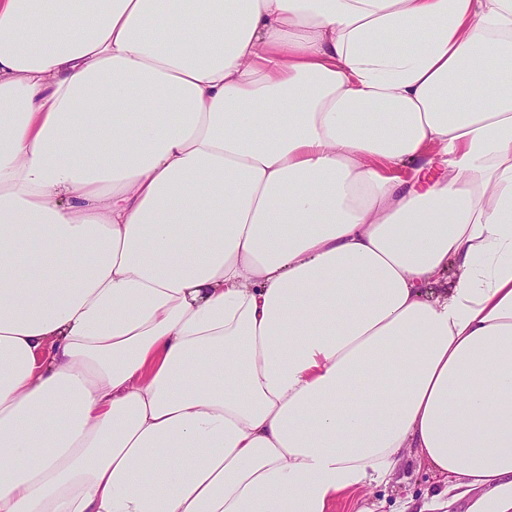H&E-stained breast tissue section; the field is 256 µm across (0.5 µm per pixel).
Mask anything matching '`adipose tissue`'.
I'll return each instance as SVG.
<instances>
[{
    "mask_svg": "<svg viewBox=\"0 0 512 512\" xmlns=\"http://www.w3.org/2000/svg\"><path fill=\"white\" fill-rule=\"evenodd\" d=\"M408 448L512 512V0H0V512Z\"/></svg>",
    "mask_w": 512,
    "mask_h": 512,
    "instance_id": "ef3b65f1",
    "label": "adipose tissue"
}]
</instances>
